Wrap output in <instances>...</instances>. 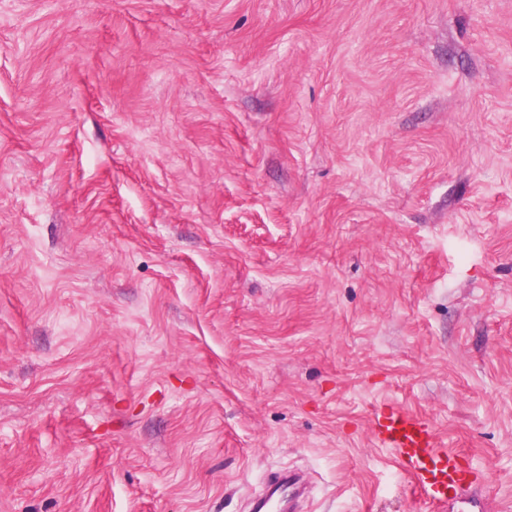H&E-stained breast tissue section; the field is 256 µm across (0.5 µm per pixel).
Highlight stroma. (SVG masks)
Returning a JSON list of instances; mask_svg holds the SVG:
<instances>
[{
    "label": "stroma",
    "mask_w": 512,
    "mask_h": 512,
    "mask_svg": "<svg viewBox=\"0 0 512 512\" xmlns=\"http://www.w3.org/2000/svg\"><path fill=\"white\" fill-rule=\"evenodd\" d=\"M512 505V0H0V512ZM368 430L381 448L395 453L403 471L429 503L443 512H488L507 510L495 499L483 496L465 458L441 445L437 429L421 414L388 404H373L368 412ZM452 495L448 497V493ZM300 480V478L293 475L281 477L271 485L273 488L268 495L258 503L254 510L257 512L293 511L290 505L291 498L294 488Z\"/></svg>",
    "instance_id": "stroma-1"
}]
</instances>
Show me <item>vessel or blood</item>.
<instances>
[{
    "instance_id": "1",
    "label": "vessel or blood",
    "mask_w": 512,
    "mask_h": 512,
    "mask_svg": "<svg viewBox=\"0 0 512 512\" xmlns=\"http://www.w3.org/2000/svg\"><path fill=\"white\" fill-rule=\"evenodd\" d=\"M368 430L380 447L395 453L432 512H494V498L482 495L470 479L462 454L441 445L423 415L376 403L368 412ZM297 482L293 475L278 479L256 512H289Z\"/></svg>"
}]
</instances>
